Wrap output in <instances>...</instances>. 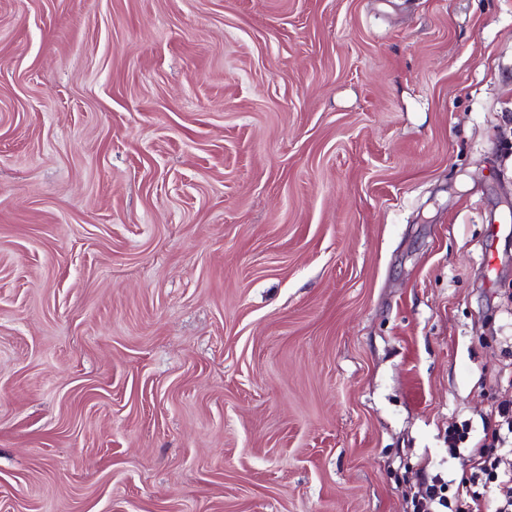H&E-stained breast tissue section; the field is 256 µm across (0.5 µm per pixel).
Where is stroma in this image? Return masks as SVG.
<instances>
[{
  "instance_id": "obj_1",
  "label": "stroma",
  "mask_w": 512,
  "mask_h": 512,
  "mask_svg": "<svg viewBox=\"0 0 512 512\" xmlns=\"http://www.w3.org/2000/svg\"><path fill=\"white\" fill-rule=\"evenodd\" d=\"M508 400L512 0H0V512H414Z\"/></svg>"
}]
</instances>
